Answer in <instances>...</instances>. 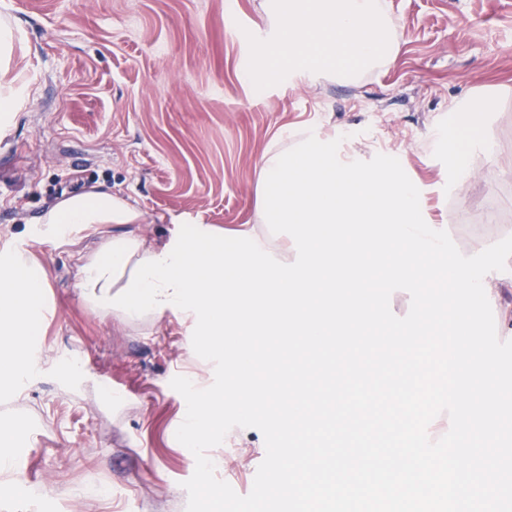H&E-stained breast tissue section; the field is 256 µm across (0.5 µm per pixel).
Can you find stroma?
I'll use <instances>...</instances> for the list:
<instances>
[{
    "label": "stroma",
    "mask_w": 512,
    "mask_h": 512,
    "mask_svg": "<svg viewBox=\"0 0 512 512\" xmlns=\"http://www.w3.org/2000/svg\"><path fill=\"white\" fill-rule=\"evenodd\" d=\"M387 2L393 64L316 91L292 74L258 94L243 74L246 33L270 34L261 0H0V20L24 33L15 71L33 87L0 138V248L24 245L47 280L38 373L0 382V424L21 429L0 512H185L195 458L175 438L186 403L170 381L214 379L190 321L167 312L123 324L79 288L78 265L109 245L111 227L70 244L27 235L62 200L110 190L159 239L170 216L252 223L265 149L320 126L350 135L363 160L398 158L423 218L460 252L512 236V0ZM477 96L494 103L480 131L490 151L462 178L433 131L450 123L451 102ZM489 208L495 223H480ZM214 452L218 478L248 494L262 433L234 428ZM97 487L108 496H92Z\"/></svg>",
    "instance_id": "obj_1"
}]
</instances>
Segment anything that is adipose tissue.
<instances>
[{
    "label": "adipose tissue",
    "instance_id": "adipose-tissue-1",
    "mask_svg": "<svg viewBox=\"0 0 512 512\" xmlns=\"http://www.w3.org/2000/svg\"><path fill=\"white\" fill-rule=\"evenodd\" d=\"M14 31L0 26V123H11L23 109L30 88L25 82L9 80L14 47ZM459 124L454 129L440 127L435 132L437 145L448 149L458 175H466L474 153L486 150L487 142L475 137L482 115L489 111L488 100H470L460 104ZM144 213L125 197L100 189L80 194L57 204L39 218L35 237L67 242L75 235L97 225L108 224L113 239L138 242L134 259L128 260L111 292H119L130 279L138 259L162 256L165 242L145 234ZM46 281L40 265L20 247L0 249V379L22 380L30 376L35 362L31 346L41 334V300Z\"/></svg>",
    "mask_w": 512,
    "mask_h": 512
}]
</instances>
